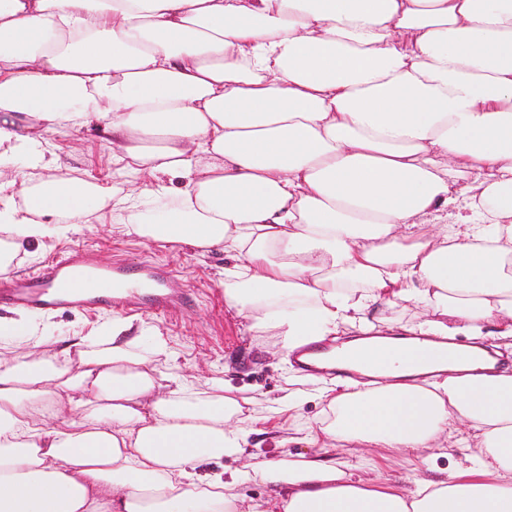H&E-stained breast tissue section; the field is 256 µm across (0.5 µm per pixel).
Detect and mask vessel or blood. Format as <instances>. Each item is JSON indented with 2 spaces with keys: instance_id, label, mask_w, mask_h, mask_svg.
Returning <instances> with one entry per match:
<instances>
[{
  "instance_id": "obj_1",
  "label": "vessel or blood",
  "mask_w": 512,
  "mask_h": 512,
  "mask_svg": "<svg viewBox=\"0 0 512 512\" xmlns=\"http://www.w3.org/2000/svg\"><path fill=\"white\" fill-rule=\"evenodd\" d=\"M128 270L121 266H102L87 253L75 252L54 258L21 279H0V306L24 307L33 311L69 307L78 310L95 308L107 301L110 308L133 312L136 297L126 291ZM141 276L154 290L152 306L166 312L185 307V295L173 288L171 270L163 266L144 263ZM324 347L311 344L295 355L297 367L304 371L326 370L327 373L347 377L351 366L342 360L325 365Z\"/></svg>"
}]
</instances>
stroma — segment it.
Returning <instances> with one entry per match:
<instances>
[{
  "mask_svg": "<svg viewBox=\"0 0 512 512\" xmlns=\"http://www.w3.org/2000/svg\"><path fill=\"white\" fill-rule=\"evenodd\" d=\"M53 141L63 165L75 177L111 186L117 182L111 146L94 131H68L54 135ZM74 250L92 253L97 262L109 265L123 262L134 269L143 262L168 265L190 298L187 309L161 314L151 307L149 293H141V308L135 317L157 333L164 352L154 364L183 376L197 396L210 393L224 384L237 394L251 399L255 420L251 425V450L267 457L307 453L298 439L305 424L325 419L329 410L324 401L313 398L299 409L275 414L271 404L288 385V365L278 339L272 334L254 335L249 321L224 308V269L232 258L224 252L197 253L192 248L163 243H148L136 235L114 231L111 217H89L81 229L54 240L50 247L30 245L13 261L9 273L20 278L53 258ZM111 309L95 311L46 310L38 318L43 323L47 357L63 360L62 338L87 337Z\"/></svg>",
  "mask_w": 512,
  "mask_h": 512,
  "instance_id": "1",
  "label": "stroma"
}]
</instances>
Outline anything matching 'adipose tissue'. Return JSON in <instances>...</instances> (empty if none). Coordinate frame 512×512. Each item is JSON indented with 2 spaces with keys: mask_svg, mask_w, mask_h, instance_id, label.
I'll return each mask as SVG.
<instances>
[{
  "mask_svg": "<svg viewBox=\"0 0 512 512\" xmlns=\"http://www.w3.org/2000/svg\"><path fill=\"white\" fill-rule=\"evenodd\" d=\"M91 124L137 188L60 171L52 134ZM105 211L233 253L251 332L338 342L357 375L305 374L276 405L326 402L314 453L261 458L248 399L190 402L144 323L112 317L70 364L0 316V512H512V371L414 348L512 347V0H0V272ZM461 426L465 465L435 476ZM338 439L413 451L410 478L324 457Z\"/></svg>",
  "mask_w": 512,
  "mask_h": 512,
  "instance_id": "ef3b65f1",
  "label": "adipose tissue"
}]
</instances>
